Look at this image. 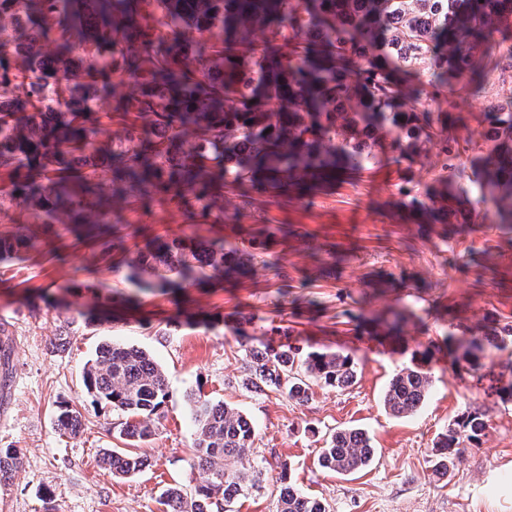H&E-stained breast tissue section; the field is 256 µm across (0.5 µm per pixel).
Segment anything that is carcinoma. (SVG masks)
<instances>
[{
	"label": "carcinoma",
	"mask_w": 512,
	"mask_h": 512,
	"mask_svg": "<svg viewBox=\"0 0 512 512\" xmlns=\"http://www.w3.org/2000/svg\"><path fill=\"white\" fill-rule=\"evenodd\" d=\"M0 0V199L29 200L27 232L0 226V254L33 249L44 224H82L98 235L111 223L112 201L156 199L204 220L224 219V189L249 184L262 193L300 187L314 192L372 163L388 150L407 168L435 147L441 175L429 204L404 205L414 224H465L471 213L448 191L456 170V117L444 91L451 77L485 93L487 73L512 68V0ZM187 31L210 35L200 47ZM428 77L430 101L412 82ZM116 99L106 117L128 135L95 138L99 93ZM147 126L139 133L138 122ZM480 200L496 204L512 224V88L485 101L478 152L470 161ZM251 256L224 241L181 238L138 254L131 281L142 291L180 287L206 267L244 276ZM164 268L178 276L158 273ZM152 272L153 278L143 274ZM408 320L394 310L370 320L374 333L399 332ZM497 326L481 337L448 334L457 359L475 370L494 345ZM245 384L305 402L312 383L343 390L356 381L350 356L303 352L290 344L248 349ZM431 355L390 378L384 405L414 414L431 383ZM93 401L126 417L120 435L147 441L153 417L169 398L167 376L146 351L102 345L83 369ZM196 439L193 467L205 474L194 494L167 491L170 512H213L259 479L244 466L255 430L242 412L191 399ZM84 416L61 405L59 432L77 435ZM488 415L469 412L434 443V470L452 474L461 446L484 435ZM359 428L326 439L320 465L353 474L372 460ZM22 463L0 448V481ZM114 476L140 472L143 459L105 450ZM278 512H326L317 498L288 485Z\"/></svg>",
	"instance_id": "cac0c4a2"
}]
</instances>
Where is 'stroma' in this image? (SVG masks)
<instances>
[{
  "label": "stroma",
  "mask_w": 512,
  "mask_h": 512,
  "mask_svg": "<svg viewBox=\"0 0 512 512\" xmlns=\"http://www.w3.org/2000/svg\"><path fill=\"white\" fill-rule=\"evenodd\" d=\"M448 97L459 118L458 167L479 142L484 96L466 81ZM440 173L435 153L412 169L382 157L313 192L259 197L232 195L224 221L211 224L155 200L112 207V230L88 238L73 224H51L38 250L0 256V315L8 323L0 341L10 351L9 381L0 389V448L19 449L23 465L0 483V512H43L53 493L60 512H169L166 490L193 491L195 424L189 400L203 396L243 412L256 440L249 453L261 469L259 485L246 488L227 512H276L279 476L321 499L327 512H512V402L489 388L512 382V336L490 350L479 381L460 374L447 350L434 352L427 400L410 417L383 404L392 374L451 331H481L487 317L512 325V229L495 221L492 204L470 192L474 224L428 231L397 217L404 196L424 198ZM189 235L223 238L256 249L248 276L227 279L206 270L168 294L140 293L126 276L128 262L149 243ZM97 306L117 323L79 327L66 349L50 347L71 310ZM403 308L409 319L396 339L371 334L361 317ZM246 321L247 337L234 327ZM146 350L169 380L170 398L156 419V436L136 449L146 465L116 478L101 462L107 448L124 447L106 424L119 412L94 404L82 385L88 360L104 342ZM292 343L304 350L348 353L356 382L337 390L311 387L307 402L276 391L256 393L243 384L246 344ZM81 403L87 423L78 436L60 435L58 405ZM489 417L485 436L466 443L451 474L434 473L433 444L463 413ZM346 427L367 432L371 465L353 475L318 463L325 434Z\"/></svg>",
  "instance_id": "obj_1"
}]
</instances>
